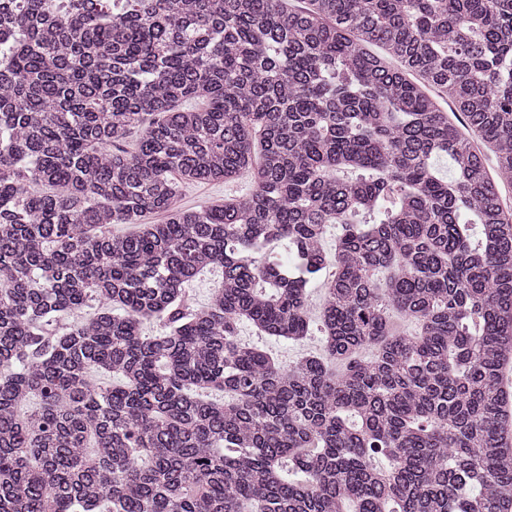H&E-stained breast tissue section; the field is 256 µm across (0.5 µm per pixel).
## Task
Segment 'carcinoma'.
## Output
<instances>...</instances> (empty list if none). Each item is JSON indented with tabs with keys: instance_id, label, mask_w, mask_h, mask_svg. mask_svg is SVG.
<instances>
[{
	"instance_id": "1",
	"label": "carcinoma",
	"mask_w": 512,
	"mask_h": 512,
	"mask_svg": "<svg viewBox=\"0 0 512 512\" xmlns=\"http://www.w3.org/2000/svg\"><path fill=\"white\" fill-rule=\"evenodd\" d=\"M506 185L512 0H0V512H507ZM328 224L283 369L238 324L309 335ZM253 190L249 176L244 175L235 182L187 183L181 182L176 204L181 208H194L201 203L222 205L224 200L242 198ZM340 231L341 226L338 224H332L330 227L323 247L327 255L328 265L322 271L318 282L312 288H308V313L313 323L312 333L299 340L276 339L265 336L251 323L245 321L238 328V338L243 343L256 346L268 352L283 367H288L290 363L303 356L325 357L323 337L316 328L325 302V288L322 287V284L335 271V267L331 264V259L336 248V236L340 234ZM224 285V271L214 267L202 272L188 287L191 300L199 306L205 305L212 294Z\"/></svg>"
}]
</instances>
